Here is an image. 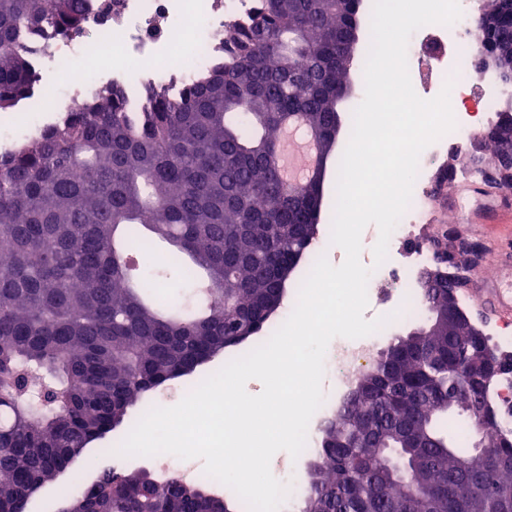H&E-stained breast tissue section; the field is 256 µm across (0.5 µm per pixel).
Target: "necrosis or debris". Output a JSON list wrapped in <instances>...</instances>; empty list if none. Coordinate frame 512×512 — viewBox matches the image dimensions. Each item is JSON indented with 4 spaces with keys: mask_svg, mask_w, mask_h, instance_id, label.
Wrapping results in <instances>:
<instances>
[{
    "mask_svg": "<svg viewBox=\"0 0 512 512\" xmlns=\"http://www.w3.org/2000/svg\"><path fill=\"white\" fill-rule=\"evenodd\" d=\"M461 17L442 27L450 53L424 54L408 45L410 78L417 95L437 96L446 80H453L456 127L420 155L418 175L409 208L390 236L388 256L382 265L365 259L372 268L367 293L379 304L396 305L410 311V300L421 286L424 272L434 261L425 229L434 219L436 184L446 171L458 182L478 178L477 169L463 158L476 129L492 127L497 121V103L503 89L491 75L474 74V23L481 16L485 0H459ZM247 0H122L119 15L93 14L80 34L56 38L35 55L33 64L38 84L32 100L48 99V107L33 110L24 126H17L13 114L0 115V153L12 150L19 141L33 139L52 125L56 115L69 112L78 99L90 94L99 83L121 85L129 102H137L142 82H165L172 71L190 81L212 63V50L224 38L227 18L243 14ZM141 68L130 71L127 60ZM65 72L64 85L52 77ZM455 166H447L448 156ZM376 335L340 339L327 351L325 361L335 377V393L317 410V420L338 411L347 396L351 373L362 368Z\"/></svg>",
    "mask_w": 512,
    "mask_h": 512,
    "instance_id": "1",
    "label": "necrosis or debris"
}]
</instances>
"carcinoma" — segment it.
Wrapping results in <instances>:
<instances>
[{"instance_id":"obj_1","label":"carcinoma","mask_w":512,"mask_h":512,"mask_svg":"<svg viewBox=\"0 0 512 512\" xmlns=\"http://www.w3.org/2000/svg\"><path fill=\"white\" fill-rule=\"evenodd\" d=\"M482 44L512 56V8ZM94 0H0V112L29 94L30 46L82 30ZM361 0H253L224 28L208 69L142 85L130 106L100 86L60 122L0 154V512H26L124 423L142 396L263 331L276 271L307 259L312 183L279 173L278 135L298 116L336 146ZM486 143L512 167V102ZM186 257L205 301L173 309L132 266L153 237ZM418 339L398 337L318 429L302 512H512V430L491 415L484 445L459 406L490 407L502 376L461 373L493 346L466 324L434 325L448 282L426 273ZM74 512H225L205 480L159 483L105 469L72 494Z\"/></svg>"}]
</instances>
